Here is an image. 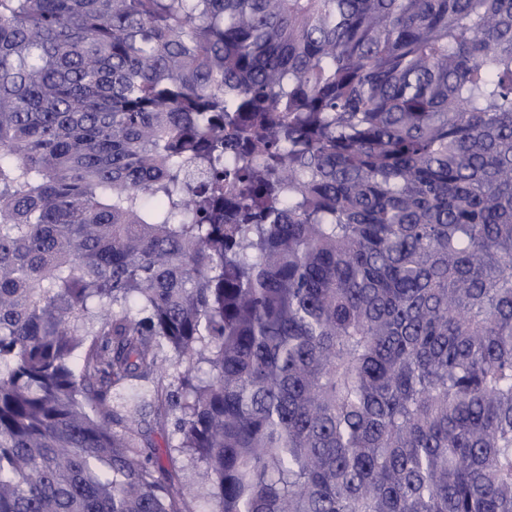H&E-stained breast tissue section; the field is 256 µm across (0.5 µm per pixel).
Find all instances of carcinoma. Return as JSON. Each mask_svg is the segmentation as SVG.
<instances>
[{
  "label": "carcinoma",
  "instance_id": "cac0c4a2",
  "mask_svg": "<svg viewBox=\"0 0 512 512\" xmlns=\"http://www.w3.org/2000/svg\"><path fill=\"white\" fill-rule=\"evenodd\" d=\"M512 512V0H0V512ZM174 419H172L166 429L153 428L149 432V438L156 448H147L148 452L159 453L163 457L164 464L172 472L176 483L182 488L185 498L193 512H211L214 503L209 494V486H206L198 476V468H195L184 456L173 453L170 456L165 455L164 440L167 434L173 430Z\"/></svg>",
  "mask_w": 512,
  "mask_h": 512
}]
</instances>
